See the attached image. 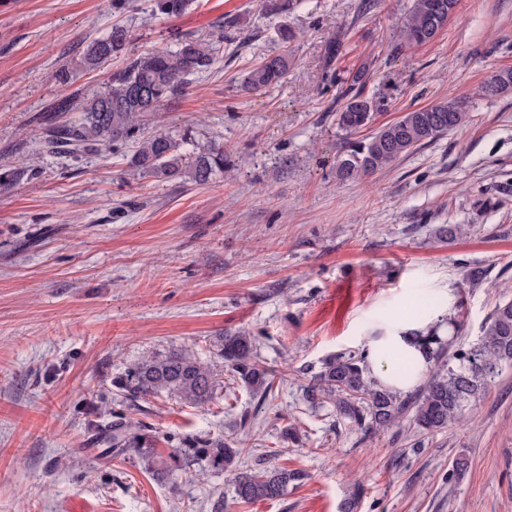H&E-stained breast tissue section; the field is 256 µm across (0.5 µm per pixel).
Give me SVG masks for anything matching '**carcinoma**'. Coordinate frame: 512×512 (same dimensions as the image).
I'll use <instances>...</instances> for the list:
<instances>
[{
	"instance_id": "cac0c4a2",
	"label": "carcinoma",
	"mask_w": 512,
	"mask_h": 512,
	"mask_svg": "<svg viewBox=\"0 0 512 512\" xmlns=\"http://www.w3.org/2000/svg\"><path fill=\"white\" fill-rule=\"evenodd\" d=\"M437 1L444 4L445 12H455L457 0H414L401 33L406 42L422 45L435 38L432 6ZM190 4L191 0H156L155 7L159 13L173 17L184 13ZM127 46V30L114 27L108 35L91 43L81 65L95 70L125 53ZM218 52L210 43L189 38L174 50L130 58L124 69L112 73L104 90L90 96L75 90L45 113L38 151L81 157L132 142L136 150L131 164L139 171L160 181L187 178L206 183L212 175L224 171L223 146L214 143L200 149L190 131L179 139L161 134L140 140L137 133L143 117L181 93L180 79L210 71ZM289 65L286 52L265 58L242 79L243 90L257 93L277 85L286 77ZM510 88L512 69H506L485 83L483 92L497 95ZM378 108L379 103L362 91L350 92L337 111V124L343 130H359L373 121ZM467 121L468 113L448 101L406 112L370 135L349 142L337 174L342 179L369 176ZM28 161L22 156L16 165L0 173V185L20 179L27 171ZM424 345L435 371L415 396L403 398L376 386L367 374L366 352L362 351L326 359L306 389L307 399L332 401L338 418L366 433L388 429L407 413L412 414L413 424L423 433L448 429L469 417L501 368L512 365V300L496 304L477 341L453 355L447 354L448 341L435 332L426 335ZM219 356L223 366L244 387L254 394H269V371L260 362L252 336L244 331L225 332L220 339ZM115 384L129 399L167 393L190 406L208 404L216 390L211 366L186 350L146 357L127 368ZM106 434L115 456L151 457L149 437L142 423L133 417L116 416ZM240 454L241 449L230 447L222 437H214L189 443L178 449L173 458L183 464L205 460L216 470L234 474V497L244 504L279 499L287 494L288 487L305 478L303 472L288 469L238 473Z\"/></svg>"
}]
</instances>
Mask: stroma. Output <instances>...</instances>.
Returning a JSON list of instances; mask_svg holds the SVG:
<instances>
[{"label":"stroma","instance_id":"obj_1","mask_svg":"<svg viewBox=\"0 0 512 512\" xmlns=\"http://www.w3.org/2000/svg\"><path fill=\"white\" fill-rule=\"evenodd\" d=\"M0 0V168L32 169L0 188V512H512V367L472 420L422 433L409 417L375 434L337 419L304 389L329 356L362 351L402 299L443 306L474 342L512 298V89L483 85L512 69V0H459L431 42L399 32L413 0ZM295 34L282 83L241 90L250 67ZM127 55L216 43L223 59L140 123L139 138L192 129L224 146L204 185L143 176L135 147L79 160L34 154L37 118L74 90L102 89L110 67L78 61L113 26ZM341 42L337 56L327 54ZM68 68V84L55 74ZM361 78L375 125L435 102L468 122L366 178L341 179L350 138L336 124ZM461 226L456 238L440 236ZM247 330L272 370L266 399L234 382L218 355ZM187 349L214 366L216 395L195 408L161 395L132 403L113 384L146 356ZM139 414L156 456L210 435L235 441L238 471L288 468L287 495L239 503L228 474L198 461L169 476L108 455L103 424ZM467 457L464 477L453 472Z\"/></svg>","mask_w":512,"mask_h":512}]
</instances>
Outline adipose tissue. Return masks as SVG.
<instances>
[{"label":"adipose tissue","mask_w":512,"mask_h":512,"mask_svg":"<svg viewBox=\"0 0 512 512\" xmlns=\"http://www.w3.org/2000/svg\"><path fill=\"white\" fill-rule=\"evenodd\" d=\"M439 312L405 315L391 321L382 335L367 339V372L379 387L400 392L420 384L427 372L421 337L443 330Z\"/></svg>","instance_id":"ef3b65f1"}]
</instances>
